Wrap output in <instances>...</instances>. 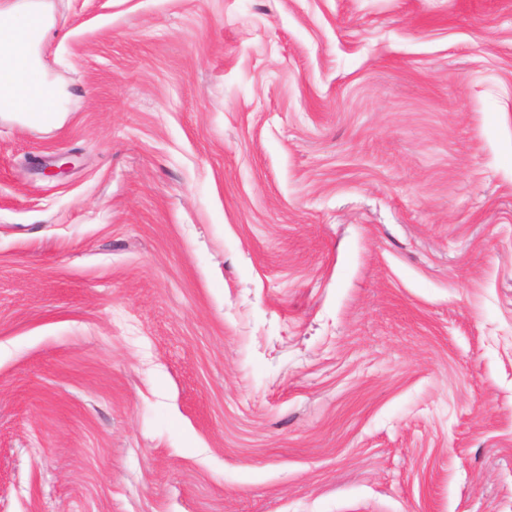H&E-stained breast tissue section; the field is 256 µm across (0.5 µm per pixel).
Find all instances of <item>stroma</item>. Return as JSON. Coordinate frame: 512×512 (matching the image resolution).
I'll list each match as a JSON object with an SVG mask.
<instances>
[{"label":"stroma","instance_id":"35a3bbf8","mask_svg":"<svg viewBox=\"0 0 512 512\" xmlns=\"http://www.w3.org/2000/svg\"><path fill=\"white\" fill-rule=\"evenodd\" d=\"M33 2L0 512H512V0Z\"/></svg>","mask_w":512,"mask_h":512}]
</instances>
